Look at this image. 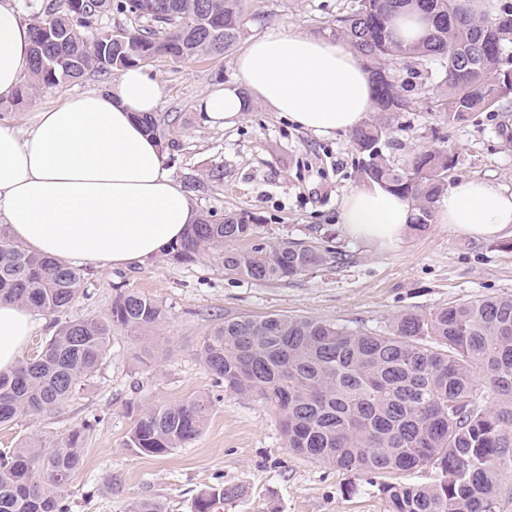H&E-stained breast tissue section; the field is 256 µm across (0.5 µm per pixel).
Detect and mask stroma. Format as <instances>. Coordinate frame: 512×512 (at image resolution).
Returning <instances> with one entry per match:
<instances>
[{"instance_id": "35a3bbf8", "label": "stroma", "mask_w": 512, "mask_h": 512, "mask_svg": "<svg viewBox=\"0 0 512 512\" xmlns=\"http://www.w3.org/2000/svg\"><path fill=\"white\" fill-rule=\"evenodd\" d=\"M243 6L245 40L273 30L327 37L351 0H244ZM241 51L237 45L220 56L147 64L163 88L158 114L166 119L170 143L165 165L198 210L251 214L258 239L316 242L341 252L343 261L269 282L226 275L218 251L190 264L161 255L134 267H84L86 295L60 320L107 318L121 291L154 299L167 319L146 335L113 328L109 357L74 398L55 414L27 416L0 429L3 450L33 436L58 442L84 428L71 512H129L144 500L161 503L165 512H193L201 491L222 486L241 493L221 502V512H386L377 484H427L434 470L354 476L293 454L261 400L217 386L197 355L203 337L224 318L270 314L380 334L403 311L429 313L454 301L512 295L511 233L474 239L432 223L407 230L390 247L351 237L340 222V201L362 180L350 134L316 135L260 104L232 126L209 124L198 101L237 81ZM110 82L95 74L39 89L26 104L0 112V123L26 130L38 112ZM393 138L387 154L394 164L444 143L453 157L449 180L476 177L512 191V104L450 125L435 94H420L395 121ZM215 165L224 168L218 183L206 177ZM200 395L210 400L209 416L190 444L165 456L129 447L145 409Z\"/></svg>"}]
</instances>
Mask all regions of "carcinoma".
Instances as JSON below:
<instances>
[{"mask_svg": "<svg viewBox=\"0 0 512 512\" xmlns=\"http://www.w3.org/2000/svg\"><path fill=\"white\" fill-rule=\"evenodd\" d=\"M354 2L333 36L360 57L373 85L377 115L351 135L358 171L407 199L413 226L424 228L448 189L452 157L446 148L426 149L401 167L391 163V120L411 99L389 63L424 61L450 123L501 108L512 102V3L479 14L474 0ZM114 10L135 24L121 41L99 26ZM30 30V71L13 106L92 72L222 55L244 35L245 19L242 0H54ZM245 240L250 247H234ZM220 247L226 274L256 282L288 280L333 259V250L314 243L254 239L248 214L209 211L167 256L189 263ZM82 282L80 269L0 238V300L54 315L85 295ZM166 319L162 304L121 291L106 320L55 325L35 357L0 373V427L68 402L105 362L112 327L142 333ZM199 355L224 390L269 406L299 456L354 475L435 470L431 484H379L386 512H494L502 473L512 468V296L401 312L383 334L282 314L231 317L203 337ZM209 407L201 396L147 409L129 446L155 456L182 448L203 430ZM83 441L81 428L60 444L33 438L1 451L0 512H70ZM237 495L235 488L203 492L194 512Z\"/></svg>", "mask_w": 512, "mask_h": 512, "instance_id": "cac0c4a2", "label": "carcinoma"}]
</instances>
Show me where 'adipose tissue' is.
<instances>
[{
    "label": "adipose tissue",
    "instance_id": "1",
    "mask_svg": "<svg viewBox=\"0 0 512 512\" xmlns=\"http://www.w3.org/2000/svg\"><path fill=\"white\" fill-rule=\"evenodd\" d=\"M31 38L15 0H0V97L25 75ZM240 80L203 95L211 122L233 124L261 101L319 135L358 127L372 105L359 57L332 39L275 32L253 39L236 59ZM161 84L140 67L102 91L39 112L20 132L0 125V223L30 251L97 268L145 263L180 240L199 212L164 166L158 141L137 116L158 111ZM413 218L407 200L363 185L342 200L347 233L389 247ZM438 223L474 238L512 225V192L483 179L450 184ZM35 329L32 311L0 301V372L17 365Z\"/></svg>",
    "mask_w": 512,
    "mask_h": 512
}]
</instances>
